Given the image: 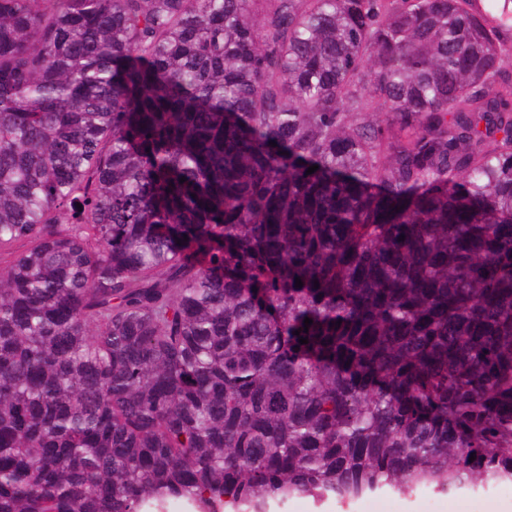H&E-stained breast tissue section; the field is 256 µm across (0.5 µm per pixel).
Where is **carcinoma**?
Returning <instances> with one entry per match:
<instances>
[{
    "label": "carcinoma",
    "instance_id": "cac0c4a2",
    "mask_svg": "<svg viewBox=\"0 0 512 512\" xmlns=\"http://www.w3.org/2000/svg\"><path fill=\"white\" fill-rule=\"evenodd\" d=\"M510 27L0 0V512L512 484Z\"/></svg>",
    "mask_w": 512,
    "mask_h": 512
}]
</instances>
